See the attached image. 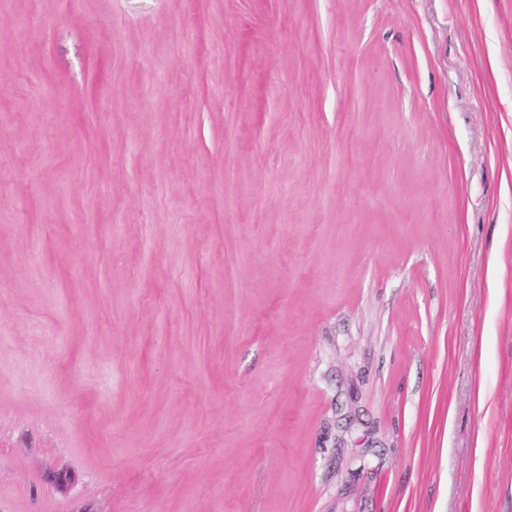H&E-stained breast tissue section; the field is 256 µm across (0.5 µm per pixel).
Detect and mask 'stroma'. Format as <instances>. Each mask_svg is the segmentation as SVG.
I'll list each match as a JSON object with an SVG mask.
<instances>
[{"instance_id": "obj_1", "label": "stroma", "mask_w": 512, "mask_h": 512, "mask_svg": "<svg viewBox=\"0 0 512 512\" xmlns=\"http://www.w3.org/2000/svg\"><path fill=\"white\" fill-rule=\"evenodd\" d=\"M0 512H512V0H0Z\"/></svg>"}]
</instances>
